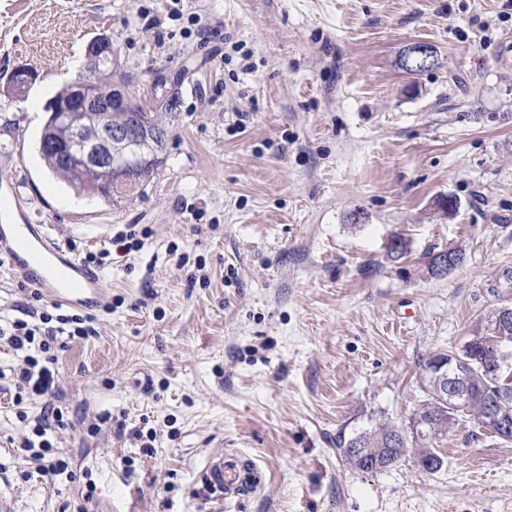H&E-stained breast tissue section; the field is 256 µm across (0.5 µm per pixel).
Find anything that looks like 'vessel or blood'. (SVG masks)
Here are the masks:
<instances>
[{"label":"vessel or blood","mask_w":512,"mask_h":512,"mask_svg":"<svg viewBox=\"0 0 512 512\" xmlns=\"http://www.w3.org/2000/svg\"><path fill=\"white\" fill-rule=\"evenodd\" d=\"M24 214L21 201H0V256H6L22 279L41 288L51 303L83 310L100 307L106 293L101 276L54 242L41 225L21 223ZM11 215L17 216V223H8ZM260 480L257 470L241 472L235 457L220 452L208 458L202 471L204 487L219 499L252 488Z\"/></svg>","instance_id":"vessel-or-blood-1"}]
</instances>
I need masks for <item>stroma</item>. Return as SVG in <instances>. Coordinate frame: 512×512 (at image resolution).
Wrapping results in <instances>:
<instances>
[{"instance_id":"35a3bbf8","label":"stroma","mask_w":512,"mask_h":512,"mask_svg":"<svg viewBox=\"0 0 512 512\" xmlns=\"http://www.w3.org/2000/svg\"><path fill=\"white\" fill-rule=\"evenodd\" d=\"M101 35L137 91L177 100L164 166L118 204L38 150L47 103ZM417 41L438 63L410 74ZM509 44L512 0H0V199L76 258L105 252L112 305L58 350L48 400L15 401L20 357L0 342V492L17 512H512V442L472 419L437 443L434 472L409 455L362 472L336 446L409 428L428 357L512 303ZM20 65L36 75L22 98ZM448 196L451 215L435 206ZM131 224L148 235L127 253L112 239ZM444 248L464 263L428 276ZM27 307L43 304L0 266V321ZM48 403L67 423L51 479L21 448ZM132 429L155 433L152 455ZM220 451L262 487L214 499L200 474Z\"/></svg>"}]
</instances>
